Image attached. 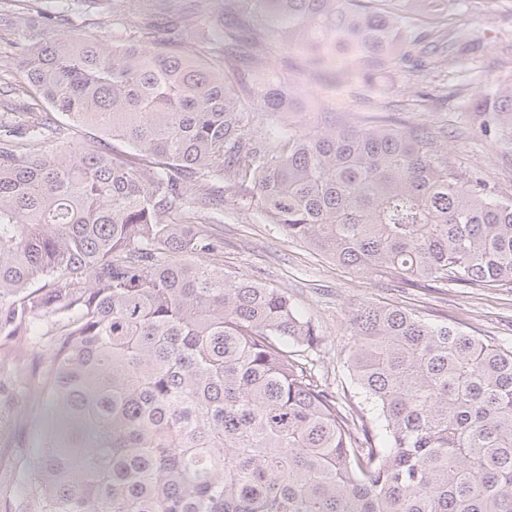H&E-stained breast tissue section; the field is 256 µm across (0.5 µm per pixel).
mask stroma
<instances>
[{
	"label": "stroma",
	"instance_id": "35a3bbf8",
	"mask_svg": "<svg viewBox=\"0 0 512 512\" xmlns=\"http://www.w3.org/2000/svg\"><path fill=\"white\" fill-rule=\"evenodd\" d=\"M112 13L87 16L80 0H39L42 14L65 18L74 33L106 39L134 37V18L112 22L124 12V0H111ZM454 19L434 43L445 57L441 67L418 81L410 69L378 70L371 80L356 78L345 64L309 71L299 53L282 48L267 57L294 104L288 115L292 130L329 125L362 126L370 121L426 126L445 135L448 158L466 174L479 173L503 196H512V124L496 133L484 131L485 116L470 105L475 93L512 84V0H454ZM24 76L13 49L0 42V113L11 112L32 122L47 109L11 89ZM214 233L224 248L226 269L285 291L318 333L309 355L314 370L345 407L362 404L363 396L347 367L352 338L350 312L364 302L420 311L427 318L455 324L495 345H512V288H459L426 284L404 286L388 276L354 272L306 244L289 240L269 223L250 197L224 205L223 223ZM46 358L0 356V494L16 495L18 482L4 473L34 454L54 419L42 379Z\"/></svg>",
	"mask_w": 512,
	"mask_h": 512
}]
</instances>
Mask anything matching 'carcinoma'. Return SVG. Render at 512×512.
<instances>
[{
    "instance_id": "1",
    "label": "carcinoma",
    "mask_w": 512,
    "mask_h": 512,
    "mask_svg": "<svg viewBox=\"0 0 512 512\" xmlns=\"http://www.w3.org/2000/svg\"><path fill=\"white\" fill-rule=\"evenodd\" d=\"M0 5L17 93L63 121L0 123V349H42L56 419L0 512H512V347L414 310L351 311L349 370L382 441L288 345L311 320L224 270L199 214L229 192L284 234L403 285L512 284V198L420 127L269 131L288 90L256 69L287 44L367 73L412 60L452 0H222V38H187L210 0L137 15L125 43ZM512 116V87L479 96ZM82 143L51 153L67 135ZM129 148L117 152L105 140Z\"/></svg>"
}]
</instances>
